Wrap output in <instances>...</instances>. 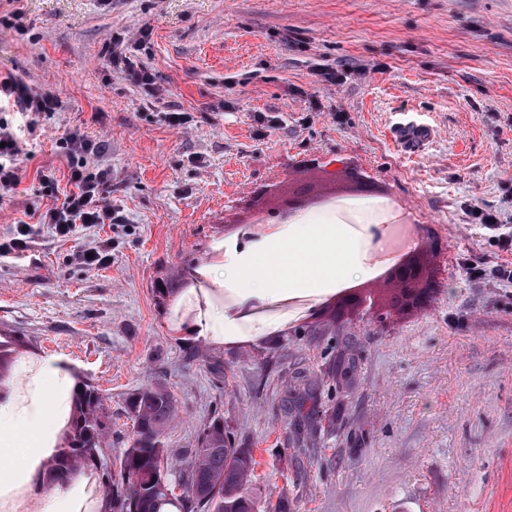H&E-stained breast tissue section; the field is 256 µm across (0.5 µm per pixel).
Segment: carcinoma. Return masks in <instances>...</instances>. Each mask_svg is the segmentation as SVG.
I'll return each instance as SVG.
<instances>
[{
    "instance_id": "obj_1",
    "label": "carcinoma",
    "mask_w": 512,
    "mask_h": 512,
    "mask_svg": "<svg viewBox=\"0 0 512 512\" xmlns=\"http://www.w3.org/2000/svg\"><path fill=\"white\" fill-rule=\"evenodd\" d=\"M14 354L0 343V378L12 375ZM126 413L132 430L114 470L108 463L111 449L104 446L112 436V412L98 388L76 382L55 449L39 465L42 485H68L77 475L92 474L100 494L81 503L78 512H181L191 497L204 512H267L249 491L258 465L253 451L234 446L223 418L213 417L200 426L179 482L183 492L176 495L169 479L170 451L161 437L176 418L177 399L163 384H150L130 394Z\"/></svg>"
}]
</instances>
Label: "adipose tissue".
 I'll use <instances>...</instances> for the list:
<instances>
[{"label":"adipose tissue","mask_w":512,"mask_h":512,"mask_svg":"<svg viewBox=\"0 0 512 512\" xmlns=\"http://www.w3.org/2000/svg\"><path fill=\"white\" fill-rule=\"evenodd\" d=\"M368 266L346 225L299 215L257 241L224 248L221 265L193 269L174 304L180 334L220 347L241 341L239 323L224 311V296L240 305L291 293L318 295L339 288ZM72 377L63 364L43 363L29 376L25 399L0 397V493L26 484L54 449L59 423L69 413Z\"/></svg>","instance_id":"ef3b65f1"}]
</instances>
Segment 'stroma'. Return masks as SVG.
<instances>
[{
  "instance_id": "35a3bbf8",
  "label": "stroma",
  "mask_w": 512,
  "mask_h": 512,
  "mask_svg": "<svg viewBox=\"0 0 512 512\" xmlns=\"http://www.w3.org/2000/svg\"><path fill=\"white\" fill-rule=\"evenodd\" d=\"M22 11L21 28L5 18ZM126 63L110 65L113 50ZM147 70L155 94L133 83ZM58 106L0 234L44 208L38 171L67 178L64 130L98 143L122 221L43 230L0 256V340L26 372L46 359L98 387L112 453L125 400L162 383L178 401L163 437L173 476L200 425L221 416L258 462L253 491L288 512H512V286L474 283L460 262H512L473 208L512 228V0H0V73ZM184 112L173 127L165 113ZM434 129L418 155L393 133ZM352 167L376 191L336 195L350 229L396 216L439 243L436 301L413 316L308 325L269 298L224 347L185 339L172 306L217 242L239 241L245 205ZM111 240L112 259L75 256ZM332 430L298 443L286 404L302 380Z\"/></svg>"
}]
</instances>
